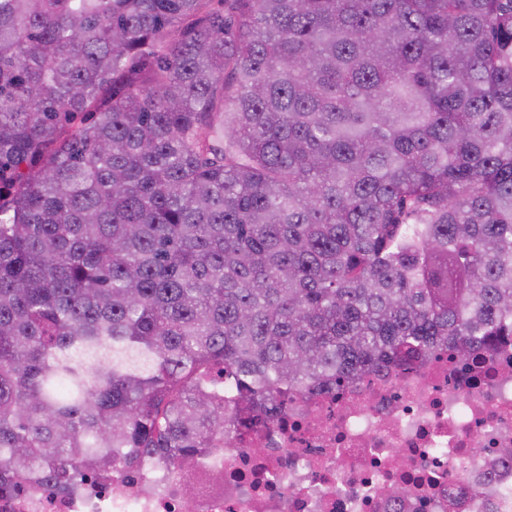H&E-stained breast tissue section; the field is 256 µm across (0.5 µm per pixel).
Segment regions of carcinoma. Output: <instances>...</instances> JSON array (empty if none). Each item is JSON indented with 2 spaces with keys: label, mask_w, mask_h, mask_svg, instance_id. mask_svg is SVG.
<instances>
[{
  "label": "carcinoma",
  "mask_w": 512,
  "mask_h": 512,
  "mask_svg": "<svg viewBox=\"0 0 512 512\" xmlns=\"http://www.w3.org/2000/svg\"><path fill=\"white\" fill-rule=\"evenodd\" d=\"M512 336V0H0V493Z\"/></svg>",
  "instance_id": "cac0c4a2"
}]
</instances>
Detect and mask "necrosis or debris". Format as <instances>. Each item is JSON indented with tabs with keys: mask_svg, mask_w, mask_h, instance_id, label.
Wrapping results in <instances>:
<instances>
[{
	"mask_svg": "<svg viewBox=\"0 0 512 512\" xmlns=\"http://www.w3.org/2000/svg\"><path fill=\"white\" fill-rule=\"evenodd\" d=\"M512 344L459 361L368 377L317 399L289 398L279 423L183 479L150 463L75 496L0 495V512H512ZM409 490L408 506L388 490Z\"/></svg>",
	"mask_w": 512,
	"mask_h": 512,
	"instance_id": "1",
	"label": "necrosis or debris"
}]
</instances>
